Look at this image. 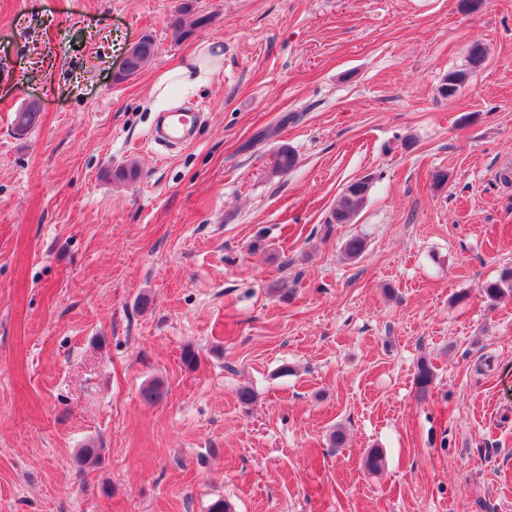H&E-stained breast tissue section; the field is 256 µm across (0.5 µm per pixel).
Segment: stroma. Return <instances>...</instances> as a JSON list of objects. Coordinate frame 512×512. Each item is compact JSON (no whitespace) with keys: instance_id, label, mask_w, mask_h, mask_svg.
<instances>
[{"instance_id":"obj_1","label":"stroma","mask_w":512,"mask_h":512,"mask_svg":"<svg viewBox=\"0 0 512 512\" xmlns=\"http://www.w3.org/2000/svg\"><path fill=\"white\" fill-rule=\"evenodd\" d=\"M179 3L0 0V512H512V292L482 289L512 267V0H195L176 42ZM213 41L173 90L205 125L162 148L153 82ZM193 0H183L182 3L177 7L176 13L173 14L169 22V28L172 30V37L174 41L179 42L187 38L194 32V28L203 27L208 22V17L205 15H199L193 19L192 24H189V28H186L183 16L193 13L194 11ZM157 45L154 39L146 35L130 49L135 60L132 77L136 76L156 56ZM486 58V48L480 42L475 41L467 49L465 68L448 73V76L441 85V93L448 97L454 96L465 86L473 73L480 71L484 67ZM370 188V180L364 178L347 184L336 201L331 221L336 224H350L365 204Z\"/></svg>"}]
</instances>
